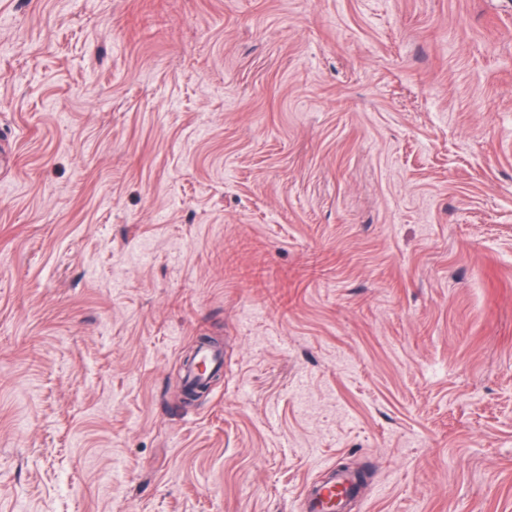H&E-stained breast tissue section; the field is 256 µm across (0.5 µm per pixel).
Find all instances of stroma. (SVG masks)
<instances>
[{
	"label": "stroma",
	"mask_w": 512,
	"mask_h": 512,
	"mask_svg": "<svg viewBox=\"0 0 512 512\" xmlns=\"http://www.w3.org/2000/svg\"><path fill=\"white\" fill-rule=\"evenodd\" d=\"M346 462L512 512V0H0V512Z\"/></svg>",
	"instance_id": "obj_1"
}]
</instances>
